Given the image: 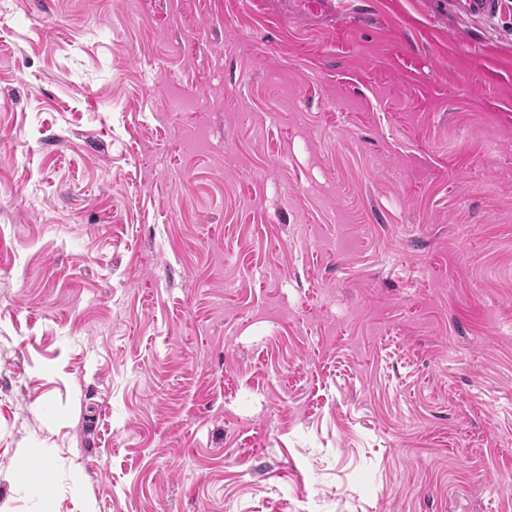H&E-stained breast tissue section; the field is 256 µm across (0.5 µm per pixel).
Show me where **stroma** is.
I'll return each instance as SVG.
<instances>
[{
	"mask_svg": "<svg viewBox=\"0 0 512 512\" xmlns=\"http://www.w3.org/2000/svg\"><path fill=\"white\" fill-rule=\"evenodd\" d=\"M295 2L0 0V512H512V0ZM454 9L473 19H485L494 16L499 10V0H453ZM392 65L408 80H414L423 72L424 63L414 55L397 47L392 57Z\"/></svg>",
	"mask_w": 512,
	"mask_h": 512,
	"instance_id": "1",
	"label": "stroma"
}]
</instances>
